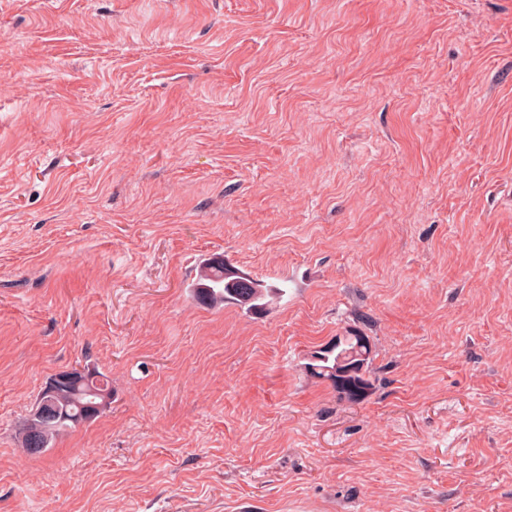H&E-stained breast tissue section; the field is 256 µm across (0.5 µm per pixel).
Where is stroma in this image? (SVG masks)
<instances>
[{
  "label": "stroma",
  "mask_w": 512,
  "mask_h": 512,
  "mask_svg": "<svg viewBox=\"0 0 512 512\" xmlns=\"http://www.w3.org/2000/svg\"><path fill=\"white\" fill-rule=\"evenodd\" d=\"M0 512H512V0H0ZM224 269V263L216 265L211 257L206 259L190 284L192 296L210 306L233 304L251 314H264L274 298L283 292L282 288L256 279L254 288H245L239 281H232L238 278L227 275ZM370 352L368 336L357 330H346L345 336H338L313 352L307 369L330 381L336 391L348 400L357 401L365 397L373 385L367 377ZM363 354L367 357L361 358ZM91 371L93 372V375L96 376L94 380H90L88 383H82L77 386L66 387L61 390L60 393H57V380L63 372L81 376L85 374L84 367L78 366L59 370L45 386V390L48 394L55 395L57 393L55 397V404L53 405L51 401L44 402L37 411L38 416L44 419H51L55 415L56 407L59 412L67 418L64 423L59 425L52 432L47 448H50L51 442L62 431L78 425L76 420L85 411L86 405L101 403L105 400L107 401V405L111 404L112 382L109 377L95 369Z\"/></svg>",
  "instance_id": "1"
}]
</instances>
